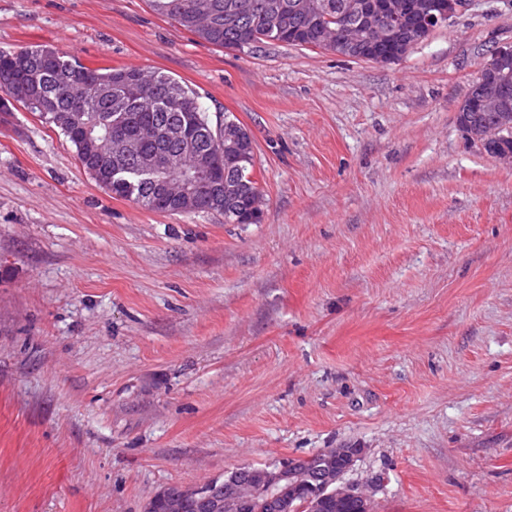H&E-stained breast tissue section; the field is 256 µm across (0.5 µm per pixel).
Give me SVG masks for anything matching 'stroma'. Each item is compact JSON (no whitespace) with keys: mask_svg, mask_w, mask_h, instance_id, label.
<instances>
[{"mask_svg":"<svg viewBox=\"0 0 512 512\" xmlns=\"http://www.w3.org/2000/svg\"><path fill=\"white\" fill-rule=\"evenodd\" d=\"M159 70L252 133L257 224L112 198L0 91V512H145L326 448L375 512H512V166L469 0L399 61L224 50L147 0H0V51ZM512 65V45L499 47L495 50L493 60L480 64L477 77L471 84L466 96L467 109L470 112H497V121H477L469 126L467 133L471 139L484 144L493 151L492 157L507 164L512 163V110L500 112L512 107V86L509 81V70ZM471 92V93H470ZM470 93V95H469ZM465 98V99H466ZM464 99V100H465ZM498 124L508 125L510 134L508 139L501 140ZM508 150L498 147L499 143ZM480 147V145H477ZM486 147H480L489 155Z\"/></svg>","mask_w":512,"mask_h":512,"instance_id":"1","label":"stroma"}]
</instances>
